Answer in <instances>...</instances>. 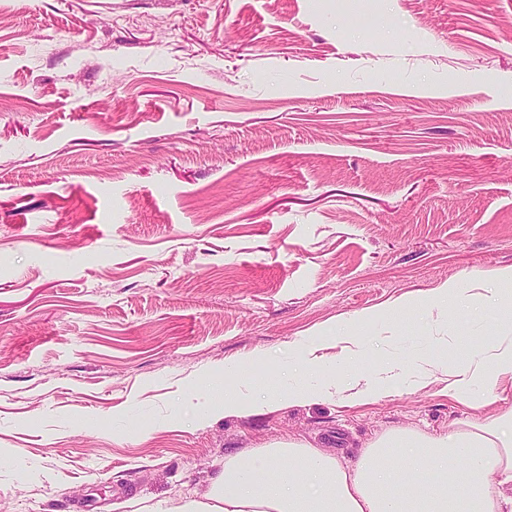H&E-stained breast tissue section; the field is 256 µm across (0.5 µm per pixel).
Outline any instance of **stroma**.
<instances>
[{"instance_id":"stroma-1","label":"stroma","mask_w":512,"mask_h":512,"mask_svg":"<svg viewBox=\"0 0 512 512\" xmlns=\"http://www.w3.org/2000/svg\"><path fill=\"white\" fill-rule=\"evenodd\" d=\"M509 265L512 0H0V512L175 506L291 437L352 460L511 414L510 381L472 408L410 375L185 406L351 322L367 373L466 360L504 314L422 299ZM299 370L293 382L286 387L273 384L266 395H254L252 362L229 361L224 364V373L232 378L231 383L211 384L207 394L190 403L196 422L203 423L217 414L233 415L242 413H264L284 405L302 403L311 399L331 400L339 398L343 406L369 400L378 396L387 387V382L374 376H356L345 387H339L331 379L317 380L320 372L329 373L322 339L314 336L298 345ZM315 381V383H311Z\"/></svg>"}]
</instances>
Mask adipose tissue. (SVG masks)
<instances>
[{"mask_svg": "<svg viewBox=\"0 0 512 512\" xmlns=\"http://www.w3.org/2000/svg\"><path fill=\"white\" fill-rule=\"evenodd\" d=\"M497 279L499 288L475 296L451 279L428 301L450 313L470 300L512 309V266L501 268ZM323 347L317 336L301 343L293 381L261 397L254 394L251 362H226L228 382L210 385L193 403L195 421L311 399L347 406L385 390L386 381L373 376L337 386L327 377ZM447 374L449 398L473 405L474 389L491 393L512 380V335L494 336ZM180 512H512V415L496 424L457 422L438 435L395 430L363 448L352 465L293 440L236 453L225 458L206 498L186 502Z\"/></svg>", "mask_w": 512, "mask_h": 512, "instance_id": "ef3b65f1", "label": "adipose tissue"}]
</instances>
